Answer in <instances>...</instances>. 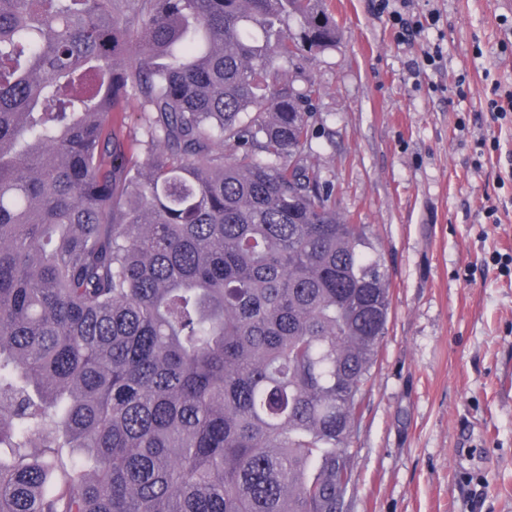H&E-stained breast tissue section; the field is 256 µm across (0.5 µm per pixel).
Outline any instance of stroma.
<instances>
[{
    "instance_id": "stroma-1",
    "label": "stroma",
    "mask_w": 512,
    "mask_h": 512,
    "mask_svg": "<svg viewBox=\"0 0 512 512\" xmlns=\"http://www.w3.org/2000/svg\"><path fill=\"white\" fill-rule=\"evenodd\" d=\"M340 37L309 56L311 164L367 227L391 309L350 440L346 512H512V8L411 0L398 41L378 0H325ZM440 46L430 67L422 51Z\"/></svg>"
}]
</instances>
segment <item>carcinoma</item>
<instances>
[{
	"label": "carcinoma",
	"mask_w": 512,
	"mask_h": 512,
	"mask_svg": "<svg viewBox=\"0 0 512 512\" xmlns=\"http://www.w3.org/2000/svg\"><path fill=\"white\" fill-rule=\"evenodd\" d=\"M337 34L323 0H0V512H345L391 301L302 164Z\"/></svg>",
	"instance_id": "1"
}]
</instances>
